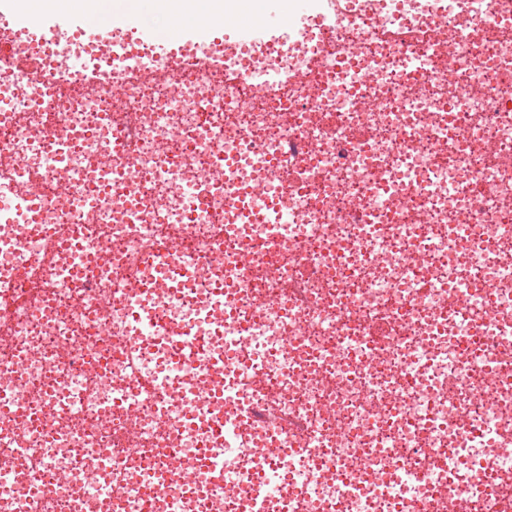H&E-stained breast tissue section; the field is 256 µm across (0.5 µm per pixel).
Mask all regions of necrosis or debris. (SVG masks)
Instances as JSON below:
<instances>
[{
  "mask_svg": "<svg viewBox=\"0 0 512 512\" xmlns=\"http://www.w3.org/2000/svg\"><path fill=\"white\" fill-rule=\"evenodd\" d=\"M205 26L0 18V512H512V0ZM70 1L69 7L64 9L65 11L96 14L112 9V14L74 16L51 11L27 19L24 25L27 35L39 34L42 38L63 39L72 31L86 45L93 46L100 43L114 25L125 23L136 27L137 40L140 46H146L153 56L163 58L172 57L176 45L181 40L204 39V31H182L178 35H174L168 30L150 28L138 23L140 15V22L143 24L166 27L176 21L183 28L193 29L195 26L194 13L173 18L163 14L160 11L159 4L152 9L143 5L142 12L138 13L137 7H130L124 3L129 2V0H116L115 5L107 3V0Z\"/></svg>",
  "mask_w": 512,
  "mask_h": 512,
  "instance_id": "1",
  "label": "necrosis or debris"
}]
</instances>
